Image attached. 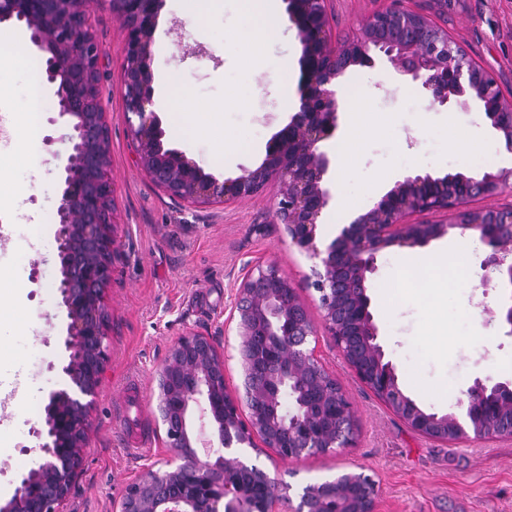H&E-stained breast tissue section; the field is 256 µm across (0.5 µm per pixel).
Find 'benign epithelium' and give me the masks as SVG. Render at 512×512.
Wrapping results in <instances>:
<instances>
[{"label":"benign epithelium","instance_id":"benign-epithelium-1","mask_svg":"<svg viewBox=\"0 0 512 512\" xmlns=\"http://www.w3.org/2000/svg\"><path fill=\"white\" fill-rule=\"evenodd\" d=\"M99 0H0V23L15 20L31 43L47 54L46 81L57 99L58 118L71 144L61 177L56 236L61 258L58 290L69 319L64 344L67 384L50 392L39 467L21 477L0 512H57L75 487L90 429L89 403L106 356L104 290L112 281L111 153L103 128L99 83L103 50L90 31ZM126 31L123 84L128 132L137 165L151 176L166 173L160 186L196 203H229L277 186L276 217L293 245L321 268L313 270L321 326L308 317L292 280L273 263L252 265L239 284L236 304L241 387L232 395L224 379V357L214 340L199 332L180 337L158 374V410L165 427L168 469L137 476L125 488L121 512H373L372 477L344 471L306 486L293 501L290 486L275 490L270 475L244 457L265 447L282 460H298L353 444L341 424L353 422L351 403L327 372L310 339L324 334L340 349L358 379L420 434L456 441L469 434L496 437L495 423L512 418V385L477 379L468 393H491L482 406L458 401L442 416L421 411L399 388L392 362L377 343L366 282L375 255L391 247H425L457 230L476 234L489 247L485 269L512 279V247L501 229L512 225V171L479 177L463 173L407 176L320 251L317 226L329 204L330 168L322 142L333 137L343 111L340 78L352 65L374 63L383 53L394 70L433 104L477 102L512 150V88L468 53L431 17L391 0L359 25L346 42H332L327 0H287L289 21L303 45L297 113L273 138L260 166L217 182L179 152L163 148V131L151 103L152 43L162 0H109ZM499 198L493 207L468 208L465 201ZM445 215L410 224L414 214Z\"/></svg>","mask_w":512,"mask_h":512}]
</instances>
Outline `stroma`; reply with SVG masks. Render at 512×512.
I'll list each match as a JSON object with an SVG mask.
<instances>
[{
  "instance_id": "obj_1",
  "label": "stroma",
  "mask_w": 512,
  "mask_h": 512,
  "mask_svg": "<svg viewBox=\"0 0 512 512\" xmlns=\"http://www.w3.org/2000/svg\"><path fill=\"white\" fill-rule=\"evenodd\" d=\"M390 0H330L335 39L354 35L361 20ZM277 23L284 34L270 38L262 57L250 51L248 30L238 0H212L201 21L191 18L190 0H163L156 20L154 70L177 73L198 106L209 112L191 136L169 134V113L177 102L152 103L165 134L166 149L185 154L217 181L257 167L273 137L292 119L299 104L302 44L287 13ZM438 25L475 60L492 70L503 87L512 86V0H466L463 8L436 15ZM91 28L105 56L100 78L108 127L112 181V281L104 296L107 356L89 410V445L76 485L59 512H120L121 495L147 469L165 470L168 453L158 411V372L171 345L188 332L212 336L224 355L228 390L241 384L240 338L227 318L248 265L276 263L298 290L313 322H320L319 294L312 286L313 262L301 253L279 224L276 189L224 204H193L168 195L136 164L123 112L125 30L108 0L96 5ZM357 80V98L346 100L335 136L322 145L332 160L326 176L335 201H343L346 221L368 211L396 181L408 175L470 173L476 152L497 158L504 141L474 105L448 108L430 102L399 76L385 56L374 66L355 65L346 73ZM26 73L0 69V107L18 117L29 108ZM364 102L368 133L346 161L343 149L357 102ZM55 109L40 122L37 170L11 159L12 137L0 138V274L19 282L0 289V501L9 500L19 479L38 468L35 436L48 394L60 388L59 367L68 361L63 345L67 313L59 305L61 277L56 233L62 188L57 171L70 149ZM219 131L233 143L218 150ZM328 206L317 229L327 245L341 230L336 208ZM456 234L424 247L393 246L377 255L368 280L370 310L378 341L396 368L403 392L423 410L453 411L443 389H468L474 380L512 382V325L504 318L512 306V284L495 276L484 281V244L469 252L464 269L449 268L447 288L423 302L410 279L382 313L375 300L387 282L401 276L408 257L424 256L455 242ZM27 317L16 328L10 314ZM448 324L437 347L423 339L438 321ZM315 353L348 396L357 426L353 446L327 454L282 462L272 450L250 452L252 463L298 496L311 483L342 471L362 472L377 484L375 512H512V437L476 438L448 443L421 435L364 385L328 337L317 336ZM140 382L145 400L140 415L149 424V446L129 445L127 421L116 412L131 382Z\"/></svg>"
}]
</instances>
